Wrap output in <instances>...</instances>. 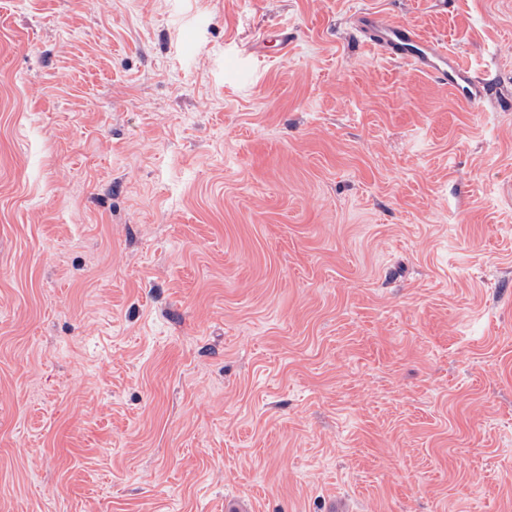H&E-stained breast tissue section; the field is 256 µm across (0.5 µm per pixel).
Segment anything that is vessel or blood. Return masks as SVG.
<instances>
[{
  "mask_svg": "<svg viewBox=\"0 0 512 512\" xmlns=\"http://www.w3.org/2000/svg\"><path fill=\"white\" fill-rule=\"evenodd\" d=\"M356 26L380 54L422 70L452 88L462 102L474 104L490 96L491 86L483 71L461 63L446 45L425 37L417 28L370 11L360 13Z\"/></svg>",
  "mask_w": 512,
  "mask_h": 512,
  "instance_id": "1",
  "label": "vessel or blood"
}]
</instances>
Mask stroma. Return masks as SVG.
Here are the masks:
<instances>
[{
	"mask_svg": "<svg viewBox=\"0 0 512 512\" xmlns=\"http://www.w3.org/2000/svg\"><path fill=\"white\" fill-rule=\"evenodd\" d=\"M362 10L512 98V0H0V512H512V107ZM356 26L380 54L422 70L452 88L462 102L476 104L491 95L483 71L461 63L446 45L425 37L417 28L370 11L360 13Z\"/></svg>",
	"mask_w": 512,
	"mask_h": 512,
	"instance_id": "35a3bbf8",
	"label": "stroma"
}]
</instances>
